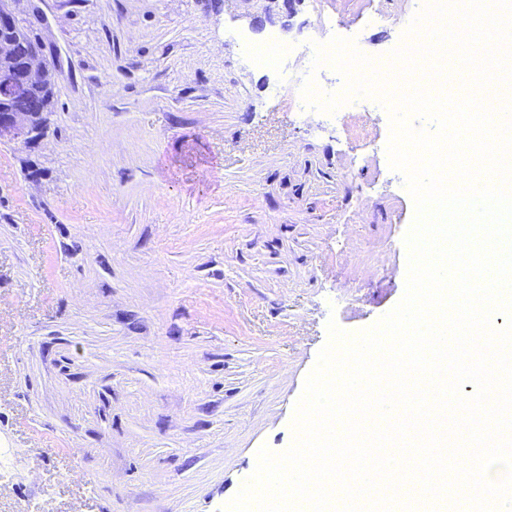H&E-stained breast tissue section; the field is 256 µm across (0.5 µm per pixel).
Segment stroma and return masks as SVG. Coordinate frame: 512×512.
I'll use <instances>...</instances> for the list:
<instances>
[{
  "instance_id": "35a3bbf8",
  "label": "stroma",
  "mask_w": 512,
  "mask_h": 512,
  "mask_svg": "<svg viewBox=\"0 0 512 512\" xmlns=\"http://www.w3.org/2000/svg\"><path fill=\"white\" fill-rule=\"evenodd\" d=\"M423 0H24L53 61L0 144V512H225L287 450L328 341L402 299L415 208L389 114L297 116L321 31L375 60ZM36 98L31 103L35 112H38ZM22 109L0 108V143L3 140H20L26 144L37 141L43 136V121L35 115Z\"/></svg>"
}]
</instances>
